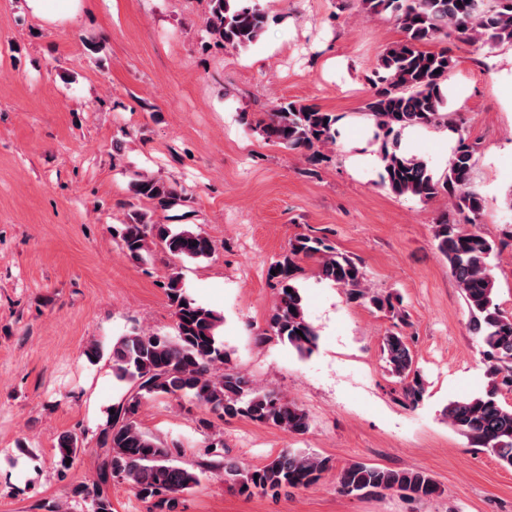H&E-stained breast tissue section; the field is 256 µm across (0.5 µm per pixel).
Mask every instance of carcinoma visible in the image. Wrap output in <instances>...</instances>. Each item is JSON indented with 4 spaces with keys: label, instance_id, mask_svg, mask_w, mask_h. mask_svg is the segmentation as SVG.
Here are the masks:
<instances>
[{
    "label": "carcinoma",
    "instance_id": "carcinoma-1",
    "mask_svg": "<svg viewBox=\"0 0 512 512\" xmlns=\"http://www.w3.org/2000/svg\"><path fill=\"white\" fill-rule=\"evenodd\" d=\"M353 1L366 17L390 14L404 34L380 56L365 104L376 137L382 139L381 185L398 196L448 197L449 210L435 224L434 238L468 307L488 363L490 384L485 394L449 402L444 416L471 446L491 451L512 467V405L500 400L502 392H512V313L496 302L491 273V261L500 256L505 243L461 228L477 223L484 207L482 195L471 185L474 146L460 139L440 176L424 159L401 150L406 129L448 123L447 83L454 62L447 50L429 51L424 46L440 37L490 47L512 44V0H347ZM209 5L206 31L224 48L243 50L263 35L266 16L254 0H209ZM337 122L333 112L291 101L255 120L254 128L266 140L308 152L315 160L320 148L336 140ZM131 190L151 201L156 210L166 211L180 201L174 187L146 176L134 179ZM118 235L122 249L135 261L157 244L178 260L208 259L213 253L211 240L202 233L174 231L139 211L130 215ZM304 258L314 260L318 277L342 288L347 299L368 303L380 312L396 311L392 295L365 287L359 261L336 251L324 237L299 234L289 240L286 254L272 266L278 296L269 320L270 335L299 354L311 353L318 339L295 284L297 261ZM167 298L174 308L175 336L133 331L112 341L113 375L128 383L129 389L110 406L114 413L107 414L99 432L102 455L96 484L72 490L73 496L90 500L91 512H112V502L103 490L111 479L127 483L149 504L150 512H175L178 495L200 483V473L179 463L173 449L142 430L138 413L145 400L189 396L224 418L244 417L295 435L309 428L308 417L298 405L273 390L258 388L250 376L230 365L220 335L223 317L189 298L178 272L168 279ZM381 354L388 372L403 382V404L417 406L424 384L407 337L400 332L387 334ZM80 451L77 435L60 436L56 446L60 468L69 469L66 460H76ZM206 468L223 473L224 483L243 495L276 496L287 488L317 483L331 465L326 458L286 448L260 467L246 469L226 460ZM337 488L346 496L397 490L410 499L424 500L438 494L434 480L422 471L365 462L341 469Z\"/></svg>",
    "mask_w": 512,
    "mask_h": 512
}]
</instances>
